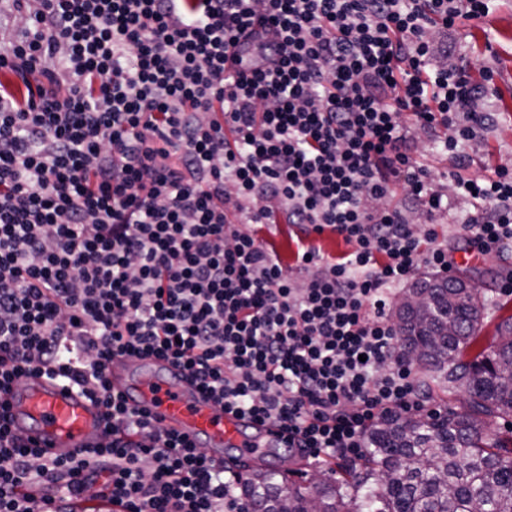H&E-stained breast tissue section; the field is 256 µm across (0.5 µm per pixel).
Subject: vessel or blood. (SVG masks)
Returning a JSON list of instances; mask_svg holds the SVG:
<instances>
[{"label": "vessel or blood", "mask_w": 512, "mask_h": 512, "mask_svg": "<svg viewBox=\"0 0 512 512\" xmlns=\"http://www.w3.org/2000/svg\"><path fill=\"white\" fill-rule=\"evenodd\" d=\"M110 380L114 394L169 432L205 446L214 462L225 450L237 451L252 461L268 457L277 447L274 426L259 425L225 411L179 370L154 358L117 356ZM0 404L9 414L10 427L37 446L48 459L70 458L101 442L105 409L81 391L43 376L19 380Z\"/></svg>", "instance_id": "vessel-or-blood-1"}]
</instances>
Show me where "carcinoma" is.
Instances as JSON below:
<instances>
[{
  "label": "carcinoma",
  "instance_id": "1",
  "mask_svg": "<svg viewBox=\"0 0 512 512\" xmlns=\"http://www.w3.org/2000/svg\"><path fill=\"white\" fill-rule=\"evenodd\" d=\"M413 289L428 299L397 310L399 348L418 353L410 362L423 391H462L460 405L375 423L359 461L328 469L322 483L304 486L273 469H252L243 488L253 508L276 512L286 495L289 512H304L309 498L322 512H473L478 501L483 512H512V427L487 432L489 421L512 417V316L473 353L488 311L481 291L439 277Z\"/></svg>",
  "mask_w": 512,
  "mask_h": 512
}]
</instances>
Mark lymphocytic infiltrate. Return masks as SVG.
Segmentation results:
<instances>
[{
  "instance_id": "obj_1",
  "label": "lymphocytic infiltrate",
  "mask_w": 512,
  "mask_h": 512,
  "mask_svg": "<svg viewBox=\"0 0 512 512\" xmlns=\"http://www.w3.org/2000/svg\"><path fill=\"white\" fill-rule=\"evenodd\" d=\"M0 41V393L45 375L100 402L103 442L48 460L0 407V512H74L97 486L120 512H251L238 473L114 395V355L155 356L290 452L361 455L420 390L382 309L452 260L434 228L384 207L395 184L447 208L402 113L445 129L481 92L435 68L431 28L491 0H7ZM270 65L232 71L238 45ZM473 211L456 235L512 246V169L451 175ZM296 227L293 279L245 232ZM332 232L340 257L313 246ZM432 274L433 273H430L427 270H423L422 274L395 287L396 290L394 291V294L388 298V300L386 302V306L384 308V317L386 319H388L392 324H394L395 327H396V322H395L394 318L391 316V314H392V310L394 309V307L396 305L397 300L419 278L429 276ZM419 299H420V297L416 293L408 292L400 298L399 304H413V303L417 302Z\"/></svg>"
}]
</instances>
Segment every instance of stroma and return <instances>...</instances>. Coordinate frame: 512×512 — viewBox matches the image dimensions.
<instances>
[{"label":"stroma","mask_w":512,"mask_h":512,"mask_svg":"<svg viewBox=\"0 0 512 512\" xmlns=\"http://www.w3.org/2000/svg\"><path fill=\"white\" fill-rule=\"evenodd\" d=\"M434 46H447L448 53L438 56V65L464 69L472 79L486 82L488 91L479 95L472 108L483 120L463 149L464 173L472 178L493 176L502 166L512 168V0H499L487 18L464 23L447 31L434 28ZM401 123L417 160L429 171L437 188L449 187L447 174L455 162L442 153L440 125L423 127L410 113H403ZM255 230L266 247L275 250L288 264L291 273L305 279L306 273L296 261L293 228L288 224H259ZM452 274L472 279L487 297L512 306V291H505L504 281L512 276V247L501 254H491L479 264L467 268L452 267Z\"/></svg>","instance_id":"obj_1"}]
</instances>
